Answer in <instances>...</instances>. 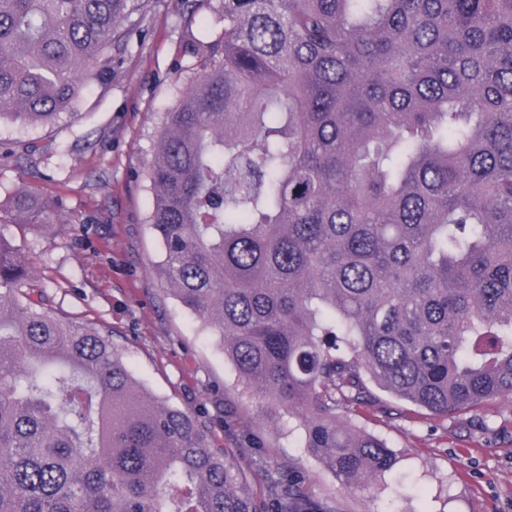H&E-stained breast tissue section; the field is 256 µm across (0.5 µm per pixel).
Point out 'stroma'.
<instances>
[{
	"label": "stroma",
	"instance_id": "35a3bbf8",
	"mask_svg": "<svg viewBox=\"0 0 512 512\" xmlns=\"http://www.w3.org/2000/svg\"><path fill=\"white\" fill-rule=\"evenodd\" d=\"M121 29L112 72L85 93L78 116L0 124V203L31 193L48 204L52 222L0 224V233L30 258L53 310L110 326L150 394L205 416L216 445L250 447L244 489L256 502L269 498L279 466L294 458L310 492L338 512H512V398L448 419L386 393L383 410L352 411L355 427L396 451L391 476L409 484L397 494L347 490L243 392L217 338L156 276L163 248L147 224L152 194L144 178L162 114L197 66L187 37L223 31L220 0H205L196 14L185 0H141Z\"/></svg>",
	"mask_w": 512,
	"mask_h": 512
}]
</instances>
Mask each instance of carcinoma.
<instances>
[{
  "instance_id": "cac0c4a2",
  "label": "carcinoma",
  "mask_w": 512,
  "mask_h": 512,
  "mask_svg": "<svg viewBox=\"0 0 512 512\" xmlns=\"http://www.w3.org/2000/svg\"><path fill=\"white\" fill-rule=\"evenodd\" d=\"M137 0H0V120L76 115ZM145 176L167 290L349 490L397 456L375 384L437 417L512 397V0H222ZM21 192L0 223H48ZM0 236V512H257L246 450L58 317ZM281 468L270 512H335Z\"/></svg>"
}]
</instances>
